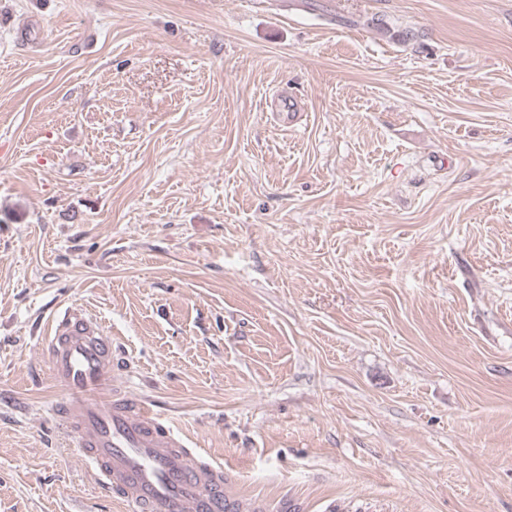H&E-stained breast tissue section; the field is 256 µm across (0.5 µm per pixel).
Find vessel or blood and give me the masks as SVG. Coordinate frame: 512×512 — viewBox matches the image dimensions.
<instances>
[{"label": "vessel or blood", "instance_id": "1", "mask_svg": "<svg viewBox=\"0 0 512 512\" xmlns=\"http://www.w3.org/2000/svg\"><path fill=\"white\" fill-rule=\"evenodd\" d=\"M46 360L66 401L52 412L100 488L135 512H224V466L192 448L145 399L116 389L112 338L70 310L51 326Z\"/></svg>", "mask_w": 512, "mask_h": 512}]
</instances>
